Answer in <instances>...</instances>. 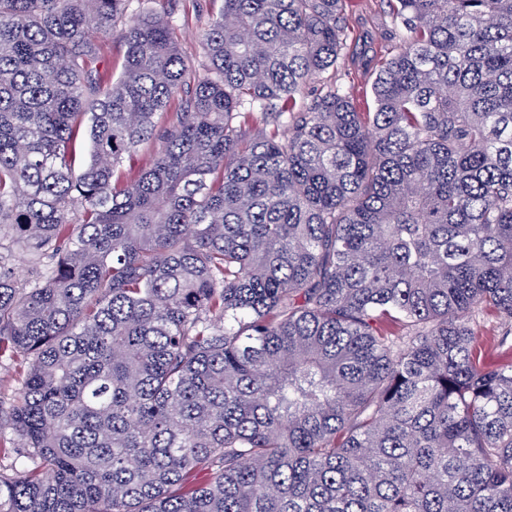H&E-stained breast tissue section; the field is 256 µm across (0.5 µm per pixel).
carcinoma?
I'll return each mask as SVG.
<instances>
[{
	"label": "carcinoma",
	"instance_id": "obj_1",
	"mask_svg": "<svg viewBox=\"0 0 512 512\" xmlns=\"http://www.w3.org/2000/svg\"><path fill=\"white\" fill-rule=\"evenodd\" d=\"M156 2L0 0V512H512V0H387L366 111L346 0H224L192 77ZM101 47L100 57L109 64L112 73L118 76L124 65V45L120 39L119 32L112 37H106L99 42ZM160 140H154L150 143L144 144L139 150L131 157L124 160L120 167L123 175L133 177L143 169L149 167L158 152L162 148ZM24 370L25 366L19 361L0 354V400L6 404L20 397ZM18 438L9 430L0 432V468L22 471L26 468L25 459L17 455Z\"/></svg>",
	"mask_w": 512,
	"mask_h": 512
}]
</instances>
